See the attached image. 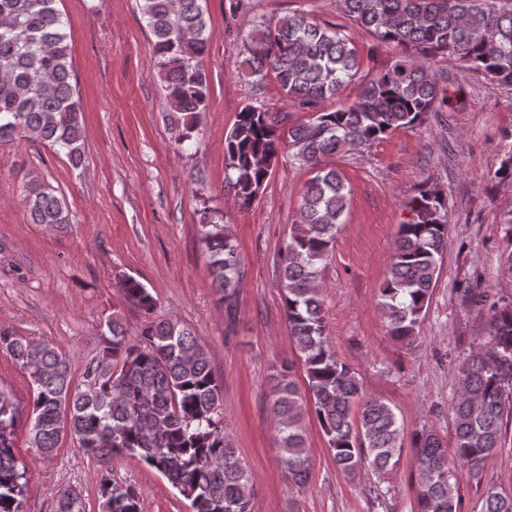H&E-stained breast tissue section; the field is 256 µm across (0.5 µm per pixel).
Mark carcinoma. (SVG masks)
<instances>
[{"instance_id":"cac0c4a2","label":"carcinoma","mask_w":512,"mask_h":512,"mask_svg":"<svg viewBox=\"0 0 512 512\" xmlns=\"http://www.w3.org/2000/svg\"><path fill=\"white\" fill-rule=\"evenodd\" d=\"M56 0H0V147L20 137L42 140L78 167L83 162L84 115L71 84V53ZM155 38L154 68L178 114L179 142L198 134L208 109L209 80L204 67L207 21L201 0H139ZM351 23L381 41L402 48L390 67L365 84L358 101L333 111L317 106L338 96L359 71L351 38L305 14L262 21L253 29L242 74L261 82L273 75L286 100L311 112L302 124L285 128L288 113L248 104L225 137L224 181L235 203L249 207L264 189L286 142L293 158L315 172L280 251L288 327L308 379L303 401L291 367L271 376V412L282 462L289 478L309 476L304 413L313 412L327 438L336 467L351 474L363 466L384 472L403 449L401 427L384 401L365 397L357 372L326 337L324 300L318 285L347 208L348 191L340 171L326 159L368 148L399 128L420 126L427 114L448 104L429 60L438 55L483 71L512 87V0H339ZM493 179L512 182V149ZM24 197L33 223L63 228L65 204L39 179ZM413 219L400 225L391 267L379 288L387 331L413 343L429 304L431 289L448 242V202L437 191H419L411 201ZM506 249L502 265L512 272V210L501 222ZM200 239L209 256L219 301L237 300L240 267L236 246L217 211L204 210ZM124 299L150 315L156 299L130 275L117 278ZM476 303L490 326L489 336L466 357L461 393L451 407L453 454L476 475L480 463L502 447L504 423L512 420V304ZM101 358L74 385L63 350L0 328V350L28 376L32 388L30 446L53 455L64 437L102 466L129 457L154 470L190 503L192 512H250L251 476L224 436L223 384L208 348L177 318L147 322L140 337L128 336L114 312ZM359 405L358 419L352 417ZM19 413L13 395L0 388V512H19L29 469L15 452ZM420 487L418 512H459L457 477L448 468V448L431 431L411 439ZM101 512H140L131 488L100 480ZM56 512H84L75 488L57 494ZM484 512H512V497L488 490Z\"/></svg>"}]
</instances>
